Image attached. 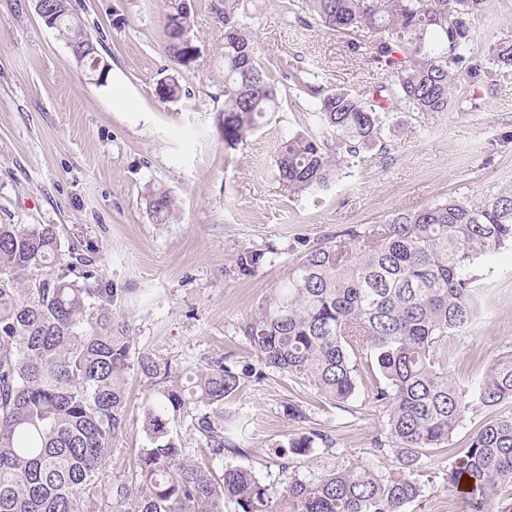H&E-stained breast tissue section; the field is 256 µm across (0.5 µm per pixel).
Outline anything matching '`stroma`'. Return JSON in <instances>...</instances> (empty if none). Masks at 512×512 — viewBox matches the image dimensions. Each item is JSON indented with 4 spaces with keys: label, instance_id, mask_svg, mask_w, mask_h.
<instances>
[{
    "label": "stroma",
    "instance_id": "1",
    "mask_svg": "<svg viewBox=\"0 0 512 512\" xmlns=\"http://www.w3.org/2000/svg\"><path fill=\"white\" fill-rule=\"evenodd\" d=\"M281 2H245L266 66L286 61L317 86L351 93L383 76L378 63L351 50V40L367 41L366 33L352 38L299 23ZM213 3L190 0L200 56L179 66L164 51V0H70L109 64L106 83L98 84L30 0H0V224H55L62 244L90 241L93 271L124 291L121 314L136 345L176 364L222 354L255 362L243 326L296 262L297 240L325 244L352 225L381 224L449 196L480 202L512 187V73L488 64L490 47L512 35V0H490L472 19L471 48L488 67L479 81H459L448 111L398 109L384 131L386 152L345 156L327 190L299 197L276 176L282 141L298 130L319 135L330 150L336 141L318 126L314 97L288 81L279 111L244 144L225 147L214 126L224 105V29ZM171 76L182 87L173 102L156 94ZM152 183L178 198L177 220L158 224L148 214L143 195ZM269 245L275 252L255 275L240 276L237 253ZM476 273L487 287L484 312L445 339L448 371L470 389L492 359L512 351V246L481 259ZM377 376L361 367L356 396L341 406L280 374L245 383L229 408L264 480L281 483V446L312 429L333 443L297 457L302 475L358 465L394 470L393 454L376 450L387 421L372 398ZM147 396L129 374L126 428L102 467L95 512L118 510L108 489L135 470ZM293 405L304 419L289 417ZM493 415L472 407L448 453L419 457L422 493L406 512H465L446 474Z\"/></svg>",
    "mask_w": 512,
    "mask_h": 512
}]
</instances>
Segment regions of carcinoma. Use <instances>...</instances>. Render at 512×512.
Wrapping results in <instances>:
<instances>
[{
    "mask_svg": "<svg viewBox=\"0 0 512 512\" xmlns=\"http://www.w3.org/2000/svg\"><path fill=\"white\" fill-rule=\"evenodd\" d=\"M53 29L76 63L89 67L98 49L71 12L52 0ZM488 0H284L330 31L369 34L365 49L391 69L364 93L323 90L282 62L261 63L244 0H218L224 25L221 96L214 122L227 148L257 131L279 109L285 78L316 95V118L348 154L385 152L383 134L400 103L411 112H446L461 76H479L470 44L471 17ZM164 48L172 61L192 41L191 7L168 0ZM492 64L512 71V35L491 47ZM339 160L320 137L296 131L276 159L281 184L293 195L321 191L338 177ZM146 205L160 224L179 212L170 191L149 186ZM512 245V188L480 203L454 197L395 214L388 223L350 226L334 244L301 241L300 259L244 326L258 366L226 356L179 366L137 349L130 325L116 315L123 290L94 279L78 240L61 250L55 224H0V512H94L106 453L125 430L126 376L135 372L148 402L143 444L135 449V485L111 487L123 512H405L420 495L414 478L419 451L447 450L475 404L497 411L476 431L447 474L473 512L512 488V351L489 364L477 387L448 374L444 339L470 326L482 309L478 261ZM266 252L244 249L237 272L254 274ZM368 359L380 381L373 399L388 411V442L398 467L380 474L360 465L316 478L283 458L281 486L266 483L230 428L225 404L242 385L267 373L311 386L346 403L357 393L358 361ZM202 442L186 456L178 429ZM326 444L310 430L289 442L300 455ZM224 462L218 474L212 461Z\"/></svg>",
    "mask_w": 512,
    "mask_h": 512,
    "instance_id": "1",
    "label": "carcinoma"
}]
</instances>
